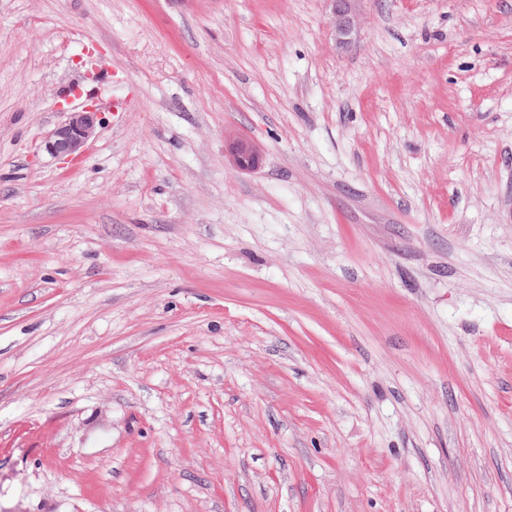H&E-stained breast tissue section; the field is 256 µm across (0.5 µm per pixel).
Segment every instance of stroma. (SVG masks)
I'll return each mask as SVG.
<instances>
[{
  "instance_id": "35a3bbf8",
  "label": "stroma",
  "mask_w": 512,
  "mask_h": 512,
  "mask_svg": "<svg viewBox=\"0 0 512 512\" xmlns=\"http://www.w3.org/2000/svg\"><path fill=\"white\" fill-rule=\"evenodd\" d=\"M358 9L0 0V512H512V0ZM332 3L330 24L335 33L337 43L348 47L358 27V17L354 2L360 0H329ZM99 113L93 104L68 112L65 122L46 134L44 150L55 158H67L69 161L78 159L96 133ZM229 151L236 167L242 170L255 168L259 163V150L250 139L242 136L232 137L229 141Z\"/></svg>"
}]
</instances>
